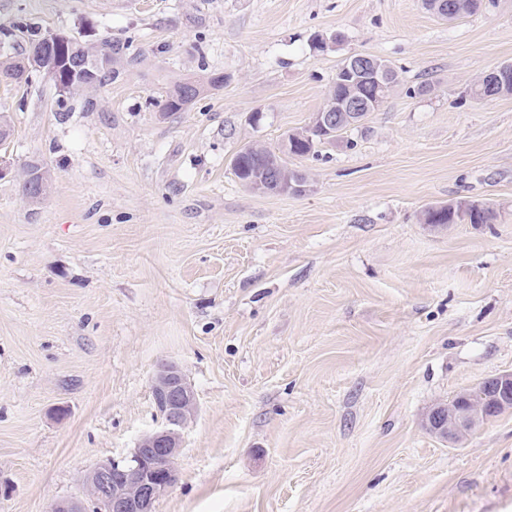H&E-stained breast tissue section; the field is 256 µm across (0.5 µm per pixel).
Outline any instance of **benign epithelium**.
<instances>
[{
    "label": "benign epithelium",
    "mask_w": 512,
    "mask_h": 512,
    "mask_svg": "<svg viewBox=\"0 0 512 512\" xmlns=\"http://www.w3.org/2000/svg\"><path fill=\"white\" fill-rule=\"evenodd\" d=\"M350 68L358 78L373 81L377 89L386 91V68L379 61L365 57L352 61ZM383 103L380 94L366 101L353 92L336 111L314 113L308 129L331 135L337 123L358 124ZM273 184L280 193L303 195L309 190V186L291 179L286 171L280 172ZM152 392L161 405L163 426L143 435L128 455L96 463L84 478L85 495L58 499L51 512H88L92 503L97 505L98 512H153L155 502L177 480L176 458L182 448V430L194 417L197 402L192 385L173 363L159 368ZM504 412H512V372L487 379L474 388L459 391L447 402L432 405L422 423L429 432L458 441L491 419V415Z\"/></svg>",
    "instance_id": "benign-epithelium-1"
}]
</instances>
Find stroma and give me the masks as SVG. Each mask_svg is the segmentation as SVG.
Instances as JSON below:
<instances>
[{
  "label": "stroma",
  "instance_id": "1",
  "mask_svg": "<svg viewBox=\"0 0 512 512\" xmlns=\"http://www.w3.org/2000/svg\"><path fill=\"white\" fill-rule=\"evenodd\" d=\"M22 24L140 62L62 122L52 82L0 79V512H50L159 428L165 363L197 412L154 512H512V412L456 444L422 424L512 371V95H468L512 63V0H0ZM360 52L397 71L386 102L289 158L306 194L244 188L237 150L305 128ZM203 70L224 86L161 118ZM460 199L494 222L423 223ZM38 167H40L41 169L42 168H47V169L50 170V167L48 166V163L44 159L39 158V157L31 159V160H29L25 164V168L28 169V170L33 169V168H38ZM30 179L34 183L33 186L30 185L28 182H25L24 178H22V181L20 183V191H21L22 196L31 203L33 187L34 188H39V189L41 188L42 189V187L46 183L52 181L53 176H52L51 171H48L46 169H42V170L37 171L36 173H34L30 177Z\"/></svg>",
  "mask_w": 512,
  "mask_h": 512
}]
</instances>
